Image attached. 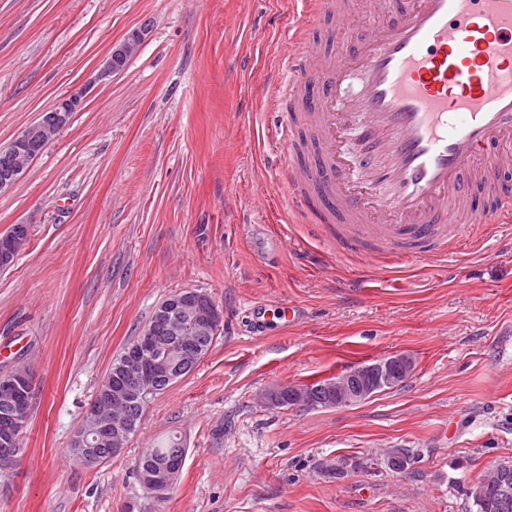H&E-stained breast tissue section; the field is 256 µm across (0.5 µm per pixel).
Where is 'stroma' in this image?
<instances>
[{
  "instance_id": "stroma-1",
  "label": "stroma",
  "mask_w": 512,
  "mask_h": 512,
  "mask_svg": "<svg viewBox=\"0 0 512 512\" xmlns=\"http://www.w3.org/2000/svg\"><path fill=\"white\" fill-rule=\"evenodd\" d=\"M286 0H0V145L61 96L69 126L0 194V232L29 241L0 270V374L33 387L23 452L0 472V512H469L466 490L512 459V225L486 224L446 266H371L286 210L268 149ZM146 35L121 74L112 45ZM223 313L197 368L147 406L112 460L70 453L99 380L175 292ZM295 305L294 324L252 317ZM401 385L352 406L270 410L303 385L391 355ZM187 455L165 498L136 478L168 434ZM411 449L409 471L386 453ZM369 460L342 479L323 464Z\"/></svg>"
}]
</instances>
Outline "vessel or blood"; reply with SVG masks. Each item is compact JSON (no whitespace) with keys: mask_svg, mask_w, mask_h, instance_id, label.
Segmentation results:
<instances>
[{"mask_svg":"<svg viewBox=\"0 0 512 512\" xmlns=\"http://www.w3.org/2000/svg\"><path fill=\"white\" fill-rule=\"evenodd\" d=\"M386 20L317 59L309 28L293 48L270 144L288 206L339 253L368 262L456 252L478 224L512 223V0H381ZM308 118L320 140L305 153ZM383 159L361 161L347 144ZM482 192L489 206L473 209Z\"/></svg>","mask_w":512,"mask_h":512,"instance_id":"obj_1","label":"vessel or blood"}]
</instances>
